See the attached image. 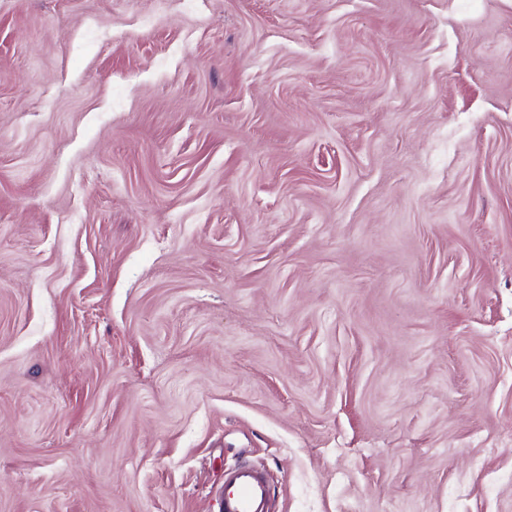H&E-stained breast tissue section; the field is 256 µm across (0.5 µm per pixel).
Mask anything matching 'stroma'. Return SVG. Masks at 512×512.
I'll return each mask as SVG.
<instances>
[{"mask_svg":"<svg viewBox=\"0 0 512 512\" xmlns=\"http://www.w3.org/2000/svg\"><path fill=\"white\" fill-rule=\"evenodd\" d=\"M512 512V0H0V512ZM218 501L219 512L273 511V499L264 472L247 463L224 471Z\"/></svg>","mask_w":512,"mask_h":512,"instance_id":"obj_1","label":"stroma"}]
</instances>
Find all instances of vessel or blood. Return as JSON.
<instances>
[{"instance_id": "1", "label": "vessel or blood", "mask_w": 512, "mask_h": 512, "mask_svg": "<svg viewBox=\"0 0 512 512\" xmlns=\"http://www.w3.org/2000/svg\"><path fill=\"white\" fill-rule=\"evenodd\" d=\"M218 501L219 512H273L264 472L247 463L225 471Z\"/></svg>"}]
</instances>
